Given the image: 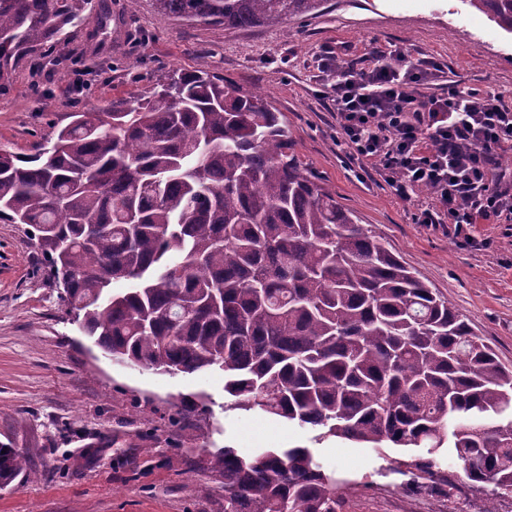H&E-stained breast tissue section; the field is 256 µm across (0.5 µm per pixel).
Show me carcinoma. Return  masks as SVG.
Returning a JSON list of instances; mask_svg holds the SVG:
<instances>
[{"label": "carcinoma", "mask_w": 512, "mask_h": 512, "mask_svg": "<svg viewBox=\"0 0 512 512\" xmlns=\"http://www.w3.org/2000/svg\"><path fill=\"white\" fill-rule=\"evenodd\" d=\"M207 26L288 25L326 0H154ZM512 33V0H467ZM88 0H0V85L62 50ZM0 221L25 224L84 335L112 360L169 375L224 372L231 407L372 448L442 480L512 496V369L466 318L305 173L265 97L206 72L71 113L51 147L0 148ZM117 280L130 287L111 290ZM220 512H339L306 447L217 448ZM29 472L0 446V489Z\"/></svg>", "instance_id": "cac0c4a2"}]
</instances>
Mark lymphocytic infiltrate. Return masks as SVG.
Masks as SVG:
<instances>
[{
	"mask_svg": "<svg viewBox=\"0 0 512 512\" xmlns=\"http://www.w3.org/2000/svg\"><path fill=\"white\" fill-rule=\"evenodd\" d=\"M322 61L337 145L401 198L427 189L432 202L417 210L416 223H448L458 237L483 221L512 223V171L498 158L512 147V106L491 93H427L443 65L396 46L373 51L365 65Z\"/></svg>",
	"mask_w": 512,
	"mask_h": 512,
	"instance_id": "obj_1",
	"label": "lymphocytic infiltrate"
}]
</instances>
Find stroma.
I'll use <instances>...</instances> for the list:
<instances>
[{
  "label": "stroma",
  "instance_id": "35a3bbf8",
  "mask_svg": "<svg viewBox=\"0 0 512 512\" xmlns=\"http://www.w3.org/2000/svg\"><path fill=\"white\" fill-rule=\"evenodd\" d=\"M67 51L46 50L0 87V145L47 143L80 109L108 107L175 71H204L266 97L282 112L305 171L389 250L466 316L512 368V225L415 223L429 192L404 200L336 144L318 63L323 50L361 58L396 45L446 67L449 89L512 105V35L467 0H326L288 28L213 27L166 18L152 0H91ZM51 107H44V98ZM24 224L0 223V445L22 452L29 477L0 489V512H219L211 473L191 460L212 448H310L334 472L340 512H512L447 466L449 484L400 473L399 448L375 449L262 413L230 409L224 374L168 375L112 362L79 329ZM189 398L182 425L168 421Z\"/></svg>",
  "mask_w": 512,
  "mask_h": 512
}]
</instances>
